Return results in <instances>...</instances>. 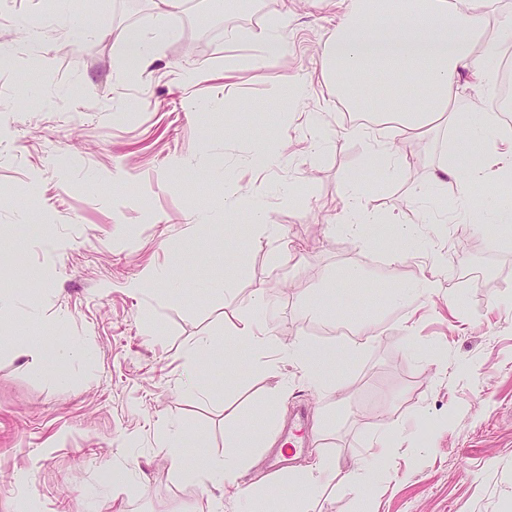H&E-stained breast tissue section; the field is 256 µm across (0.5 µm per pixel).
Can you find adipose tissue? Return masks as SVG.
Instances as JSON below:
<instances>
[{
    "label": "adipose tissue",
    "mask_w": 512,
    "mask_h": 512,
    "mask_svg": "<svg viewBox=\"0 0 512 512\" xmlns=\"http://www.w3.org/2000/svg\"><path fill=\"white\" fill-rule=\"evenodd\" d=\"M335 5L338 23L324 44L321 80L349 111H363L367 101L374 99L378 112L393 116L396 123L391 141L368 147V180L352 178L344 185L343 232L356 238L363 225L377 223V216L362 206L367 181L404 175L398 145L424 135L434 113L447 116L459 138L486 146L485 151L471 154L454 146L445 149L432 175L435 184L453 181L463 190L493 188L512 176V132L499 128L488 116H464L449 109L463 74L491 81L503 46L512 39V5L507 0H403L397 11L383 7L378 0H336ZM112 36L122 49L125 70L139 72L153 63L156 44L138 28L117 27ZM224 212L244 215L257 240L277 234L255 194L225 192ZM264 300L263 290H255L236 329L256 365L272 369L289 360L304 370L312 385L323 386L331 353L304 340H277L251 313L253 306ZM273 426L269 420L263 428L246 434L229 432L235 452L209 464V479L231 483L241 471L258 467L266 448L275 442ZM340 475L359 499H366L361 466L342 468L335 456L326 454L286 475L285 481L293 489L288 512H310L311 504L335 485Z\"/></svg>",
    "instance_id": "obj_1"
}]
</instances>
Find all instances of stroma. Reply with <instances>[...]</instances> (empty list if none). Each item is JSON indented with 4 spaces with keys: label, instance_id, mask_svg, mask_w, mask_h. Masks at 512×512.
<instances>
[{
    "label": "stroma",
    "instance_id": "stroma-1",
    "mask_svg": "<svg viewBox=\"0 0 512 512\" xmlns=\"http://www.w3.org/2000/svg\"><path fill=\"white\" fill-rule=\"evenodd\" d=\"M225 0H187L163 16L152 0H70L67 16L96 27L79 43L52 33L38 59L0 66V289L37 318L0 340V512H243L238 484L212 485L205 472L228 454L226 432L265 417L278 421V457L293 435L294 407L305 404L301 440L312 417L325 416L326 454L356 457L383 430L411 416L401 447L375 467L383 484L376 512H512V237L478 231L463 218L456 186L427 205L407 191L427 185L455 131L438 121L405 146V177L366 193L363 206L411 235L360 239L339 230L343 185L366 159L368 141L351 134L345 108L317 76L321 49L336 27L323 0H250L241 23H225ZM289 19L286 52L261 72H225L228 57H253L255 31L279 14ZM132 25L159 37L156 60L137 77L122 69L106 30ZM200 72L184 85L182 67ZM283 74L306 84L304 97L270 100L268 80ZM256 111L238 112L241 101ZM315 113L332 134L322 147L306 136ZM288 138L287 164L255 173L238 165L254 143ZM63 153L66 165L55 155ZM226 170L228 180L183 182L176 161ZM294 185L283 202L279 182ZM262 191L282 238L254 242L248 224L224 220V187ZM220 221L198 224L201 207ZM440 257V287L417 311L371 313L384 284L415 282L426 255ZM468 263L489 268L482 287L460 296L448 272ZM176 266L180 287H127L151 268ZM348 267L361 285L337 288ZM265 289L279 309L281 340L304 339L337 352L331 385L314 388L292 364L266 372L245 347L226 364L244 303ZM325 313L307 315L304 304ZM340 311L369 316L365 348L329 333ZM207 337L212 348L189 373L185 350ZM86 346L64 357L57 382L28 354L39 344ZM200 392L187 390L188 380ZM182 427L177 449L159 429ZM131 471L116 485L111 475Z\"/></svg>",
    "mask_w": 512,
    "mask_h": 512
}]
</instances>
